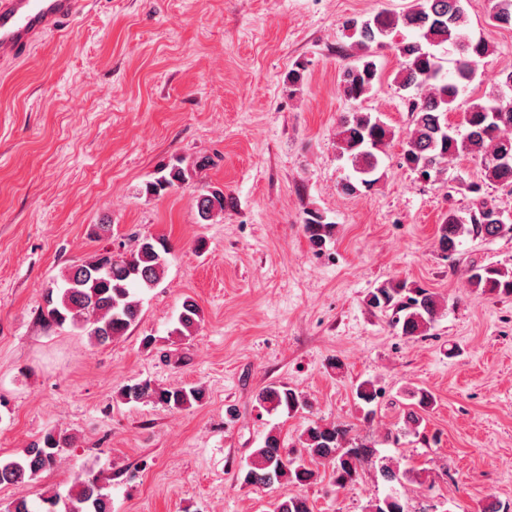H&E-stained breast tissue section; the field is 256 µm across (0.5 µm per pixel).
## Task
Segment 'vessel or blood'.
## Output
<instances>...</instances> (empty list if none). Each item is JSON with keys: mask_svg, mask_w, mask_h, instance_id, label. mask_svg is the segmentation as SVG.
<instances>
[{"mask_svg": "<svg viewBox=\"0 0 512 512\" xmlns=\"http://www.w3.org/2000/svg\"><path fill=\"white\" fill-rule=\"evenodd\" d=\"M78 0H0V59L25 56L45 34L73 19Z\"/></svg>", "mask_w": 512, "mask_h": 512, "instance_id": "obj_1", "label": "vessel or blood"}]
</instances>
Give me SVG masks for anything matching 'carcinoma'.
<instances>
[{
  "instance_id": "carcinoma-1",
  "label": "carcinoma",
  "mask_w": 512,
  "mask_h": 512,
  "mask_svg": "<svg viewBox=\"0 0 512 512\" xmlns=\"http://www.w3.org/2000/svg\"><path fill=\"white\" fill-rule=\"evenodd\" d=\"M469 0H414L406 10L396 13L381 10L369 16L348 17L344 30L363 51L342 73V91L352 101H363L373 91L380 76L373 50L387 46L386 38L399 28L414 37L392 45L401 59L394 76L398 89L405 92L403 105L411 125L402 142L401 160L421 180L436 182L447 164L461 156L480 161L483 179L471 182L466 189L480 195L485 184L512 186V68L499 73L496 94L487 98L461 99L474 82L482 60L490 54L489 43L474 36L468 27ZM489 20L500 28H512V0H491ZM454 54L453 68L445 66L446 54ZM462 111L460 132L449 125L448 112ZM394 137L392 129L380 116L355 109L342 115L336 127L340 156L347 157L354 176L341 186L353 196L370 190L378 181L379 152ZM191 172L172 164L160 170L146 184V193L162 196L188 181ZM198 216L211 221L224 214V191L209 188L196 196ZM495 207L477 201L463 217L450 209L440 227L439 247L450 254L457 252L461 239H492L512 232L511 224H502L494 216ZM304 229L311 245L322 249L331 236L333 224L322 213L310 210ZM170 249L163 237H144L129 251L114 253L109 249L91 260L72 264L61 275V284L45 294L48 321L66 323L86 333L90 341L102 346L127 334L141 314L143 295L157 287L164 277ZM469 282L481 295L512 296V267L488 264L471 268ZM368 304L386 313L392 326L403 336H425L439 315V304L427 288L404 279H388L368 293ZM202 321V310L191 298L183 301L173 333L191 336ZM379 389L374 381L364 380L356 387V398L369 405L377 400ZM121 397L128 402H151L171 410H184L201 403L205 391L200 386L162 388L149 381L126 385ZM411 407L404 415V433L418 432L425 415L434 405L433 395L417 389L410 392ZM259 408L271 412L283 408L292 414L310 407L308 400L285 385H269L256 395ZM72 437L50 430L13 458H0V485L17 489L6 512H112L109 486L94 476L78 478L68 495L54 494L37 504L30 499L27 487L42 473L58 466ZM378 462L381 478L401 482L412 469H400L377 449L352 435L343 424L308 421L301 446L294 457L284 452L279 436L269 434L263 445L252 453L243 475V483L257 488L308 484L315 475L309 464L329 463L336 486L350 487L363 467ZM275 512H312L303 495L285 494ZM367 512H409L396 495L377 499Z\"/></svg>"
}]
</instances>
